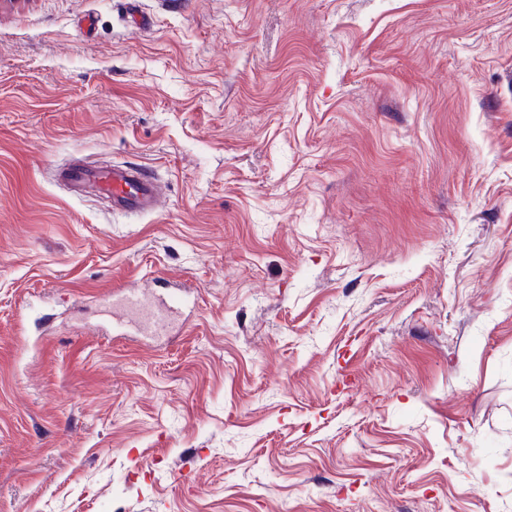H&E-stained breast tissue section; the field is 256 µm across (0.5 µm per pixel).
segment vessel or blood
<instances>
[{"label": "vessel or blood", "instance_id": "b4317fda", "mask_svg": "<svg viewBox=\"0 0 512 512\" xmlns=\"http://www.w3.org/2000/svg\"><path fill=\"white\" fill-rule=\"evenodd\" d=\"M66 181L111 198L115 210L127 213H151L158 209L162 194L153 174L145 169L122 165L98 166L76 162L66 168ZM152 301H145L139 288L123 289L118 303L128 321L152 336L163 335L172 315L178 314L180 297L171 289L156 288Z\"/></svg>", "mask_w": 512, "mask_h": 512}]
</instances>
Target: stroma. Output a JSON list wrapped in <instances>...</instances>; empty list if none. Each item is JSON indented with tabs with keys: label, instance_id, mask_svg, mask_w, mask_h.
<instances>
[{
	"label": "stroma",
	"instance_id": "35a3bbf8",
	"mask_svg": "<svg viewBox=\"0 0 512 512\" xmlns=\"http://www.w3.org/2000/svg\"><path fill=\"white\" fill-rule=\"evenodd\" d=\"M0 512H512V0H0ZM64 178L96 196L112 198V209L127 213L155 212L163 195L146 169L122 165L98 166L76 162L65 168ZM151 291L155 303L148 304L143 293ZM118 303L128 322L151 336H162L170 325V316L177 315L181 298L169 288H123Z\"/></svg>",
	"mask_w": 512,
	"mask_h": 512
}]
</instances>
